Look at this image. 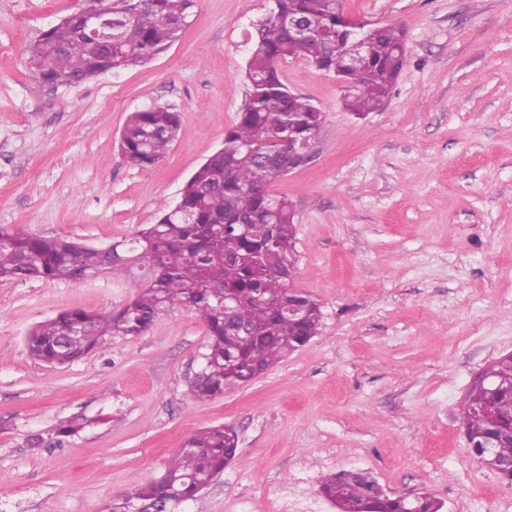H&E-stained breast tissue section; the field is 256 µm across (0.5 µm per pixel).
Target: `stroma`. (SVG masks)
I'll list each match as a JSON object with an SVG mask.
<instances>
[{
	"label": "stroma",
	"mask_w": 512,
	"mask_h": 512,
	"mask_svg": "<svg viewBox=\"0 0 512 512\" xmlns=\"http://www.w3.org/2000/svg\"><path fill=\"white\" fill-rule=\"evenodd\" d=\"M263 0H197L143 65L51 88L28 47L87 0H0V226L94 246L156 223L222 147L247 100L244 41ZM407 33V61L356 119L334 75L300 59L284 80L326 115L313 159L270 188L296 212L294 288L319 334L254 381L201 401L208 331L185 306L65 366L31 358L62 308L108 314L130 277L0 281V512H107L158 477L194 431L232 425L238 456L178 512H337L323 476L362 469L444 512H512V486L471 454L459 414L474 376L512 353V0H342ZM181 116L167 155L125 164L129 112ZM80 417L78 434L58 423Z\"/></svg>",
	"instance_id": "1"
}]
</instances>
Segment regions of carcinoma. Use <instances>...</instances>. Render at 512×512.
I'll use <instances>...</instances> for the list:
<instances>
[{"instance_id": "cac0c4a2", "label": "carcinoma", "mask_w": 512, "mask_h": 512, "mask_svg": "<svg viewBox=\"0 0 512 512\" xmlns=\"http://www.w3.org/2000/svg\"><path fill=\"white\" fill-rule=\"evenodd\" d=\"M112 5V48L86 38L79 23L63 20L30 45L28 65L42 84L66 78L83 82L100 75L94 62L112 52V67L145 63L168 48L190 26L197 0H104ZM303 16L313 31L297 37L288 18ZM256 36L247 49L248 100L224 133L222 148L211 154L186 181L178 201L162 208L155 224H144L132 242H117L115 254L101 256L65 236L46 238L0 229V280L78 281L98 275H139L142 291L121 309L100 314L67 308L37 323L26 337L31 357L58 365L74 363L107 336H139L155 318L175 305L194 310L207 326L204 376L192 383L200 400L244 385L265 373L288 353L319 333L321 308L301 292L304 314H288L289 283L298 256L295 210L270 186L285 176L293 153L320 131L325 113L289 90L280 61L299 58L333 73L341 83L346 110L362 118L388 99L406 62L402 28L373 27L344 15L336 0H266L252 23ZM361 41L360 60L349 61L350 42ZM180 130L177 112L154 105L128 114L120 137L124 162L148 168L167 153ZM252 224L248 234L218 229ZM220 280L222 287L211 283ZM233 317H224V301ZM254 329L243 340L238 325ZM499 389L490 394L470 388L461 424L480 444L494 423L512 424V356L491 366ZM237 454V436L218 425L183 442L165 473L177 496L194 498L197 483L224 470ZM321 492L338 512H405V501L388 494L361 470L326 476ZM168 498L167 486L154 478L112 500L108 512H124L129 503Z\"/></svg>"}]
</instances>
